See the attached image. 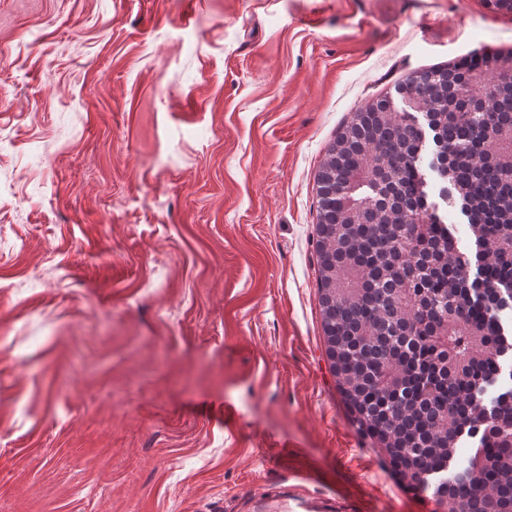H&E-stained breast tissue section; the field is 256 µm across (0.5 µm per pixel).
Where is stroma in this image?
<instances>
[{
  "instance_id": "1",
  "label": "stroma",
  "mask_w": 512,
  "mask_h": 512,
  "mask_svg": "<svg viewBox=\"0 0 512 512\" xmlns=\"http://www.w3.org/2000/svg\"><path fill=\"white\" fill-rule=\"evenodd\" d=\"M488 0H0V512H438L348 420L316 174Z\"/></svg>"
}]
</instances>
